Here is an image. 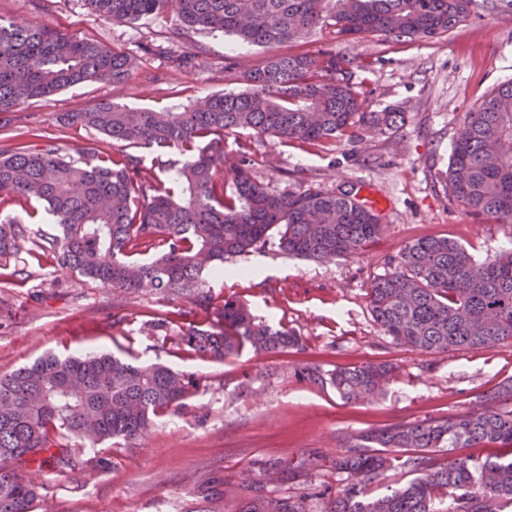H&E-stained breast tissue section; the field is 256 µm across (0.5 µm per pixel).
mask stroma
Wrapping results in <instances>:
<instances>
[{"instance_id":"stroma-1","label":"stroma","mask_w":512,"mask_h":512,"mask_svg":"<svg viewBox=\"0 0 512 512\" xmlns=\"http://www.w3.org/2000/svg\"><path fill=\"white\" fill-rule=\"evenodd\" d=\"M0 18L18 24L35 19L138 59L139 68L120 87L83 83L7 113L0 148L36 134L53 138L62 153L74 157L100 145L102 137L62 124L63 113L103 100L182 108L210 94L242 91L225 63L256 66L270 52L292 50L288 43L273 51L247 45L224 33H181L172 9L117 25L93 15L85 0H0ZM194 45L207 52L201 64L176 67L174 57ZM301 49L311 54L336 49L354 57L353 80L368 109L400 107L405 122L325 150L256 143L269 161L252 174L280 192L306 185L328 192L369 186L384 203L382 238L357 256L327 263L288 256L272 238L252 253L225 259L224 275L206 272L216 298L241 300L272 326L300 337V347L276 355L246 351L213 361L160 344L149 326L152 314L185 306V299L80 283L49 261L30 262L25 282H0V374L47 352L109 353L132 363H162L201 380L186 408L156 418L144 438L81 444L82 458L102 464L92 477L45 464L37 478L55 512H239L264 464L285 469L316 458L321 468L299 482L274 485L273 491L332 495L343 477L330 462L347 436L397 422L453 417L512 378L511 340L479 350L416 351L381 334L367 301L372 279L385 272L383 256L414 239L445 236L480 260L512 249V224L467 214L449 201L444 181L464 113L512 81V5L478 0L468 21L433 39L384 43L366 36L344 43L323 31ZM117 303L126 314L120 323L112 320ZM367 362L392 363L398 372L382 395L355 404L295 373L305 365L331 372ZM205 482L212 487L207 496L199 491ZM230 486L236 495H225Z\"/></svg>"}]
</instances>
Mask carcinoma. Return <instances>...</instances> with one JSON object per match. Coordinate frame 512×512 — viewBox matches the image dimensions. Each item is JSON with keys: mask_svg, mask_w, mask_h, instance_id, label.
<instances>
[{"mask_svg": "<svg viewBox=\"0 0 512 512\" xmlns=\"http://www.w3.org/2000/svg\"><path fill=\"white\" fill-rule=\"evenodd\" d=\"M114 24L174 8L183 29L224 32L261 47L299 43L331 29L346 40L431 39L466 22L475 0H85ZM354 58L344 52L274 54L240 71L246 86L182 109L129 108L110 101L69 112L64 124L104 137L77 158L51 140H16L0 151V210L37 202L58 226L33 237L9 214L0 219V278L24 275L27 258L47 257L86 281L135 293L185 296L189 306L154 314L150 327L181 325L175 343L187 353L223 360L244 350L286 352L299 345L232 299L218 301L205 266L245 254L276 236L285 254L313 261L352 257L384 231L381 216L358 192L313 187L277 193L251 174V141L224 151V139L325 149L353 128L385 133L405 120L393 107L368 112L350 83ZM137 61L106 44L0 18V112L86 82L125 83ZM142 150L151 156L144 163ZM235 178L227 187L224 172ZM448 197L471 215L512 224V82L497 86L464 114L445 172ZM152 254L147 259L145 255ZM369 308L380 332L426 352L481 349L512 340V251L476 259L446 236L407 243L384 258ZM395 366L367 363L297 374L331 386L347 401L382 394ZM192 373L163 364L135 365L108 354L44 356L0 375V512H31L43 497L36 475L51 462L62 471L101 467L82 459L71 441L106 444L143 437L154 418L185 405L200 390ZM507 451L438 461L439 448ZM345 484L317 510L305 498L276 497L272 464L248 487L240 512H502L512 506V380L450 419L402 422L346 441L333 461ZM414 478L379 493L371 485L390 471Z\"/></svg>", "mask_w": 512, "mask_h": 512, "instance_id": "1", "label": "carcinoma"}]
</instances>
